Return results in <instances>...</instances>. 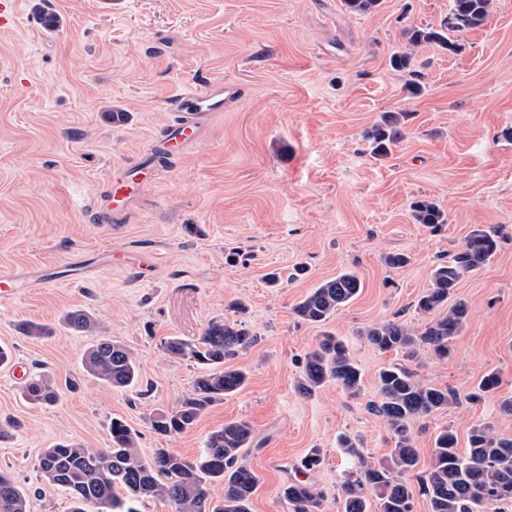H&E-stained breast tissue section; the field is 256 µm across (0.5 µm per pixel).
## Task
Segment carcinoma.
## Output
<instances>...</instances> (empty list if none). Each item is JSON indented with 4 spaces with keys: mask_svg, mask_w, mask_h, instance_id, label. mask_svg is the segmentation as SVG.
<instances>
[{
    "mask_svg": "<svg viewBox=\"0 0 512 512\" xmlns=\"http://www.w3.org/2000/svg\"><path fill=\"white\" fill-rule=\"evenodd\" d=\"M491 0H452L446 17L437 25L414 26L405 31L409 44H436L450 52L461 49L459 33L477 28L490 19ZM398 70L408 71L405 90L408 96L424 92L420 75L411 69L407 53L391 59ZM410 112H386L366 133L370 153L379 158L390 156L404 135ZM415 223L436 229L446 223L444 212L429 199L413 202ZM498 249L492 230L471 231L464 246L431 274V287L417 300L421 316L435 315L424 328L389 320L375 323L363 336L377 350L396 352L415 360L424 352L437 359L448 358L453 338L466 323L468 307L462 301L448 303L452 291L467 272L486 265ZM363 283L352 272L327 280L299 301L292 311L311 324L329 320L338 307L356 298ZM70 329L86 332L94 326L81 310L66 314ZM243 321L235 318L212 322L195 339L171 337L162 343L165 355L192 361L200 366L192 390L174 408L157 414L152 420L155 432L171 437L195 425L203 411L216 401L238 392L247 382L241 369L224 367V361L255 343ZM87 373L112 388L135 387L140 367L133 352L123 343L102 338L83 355ZM339 384L350 397L363 391V375L344 340L323 336L317 347L306 354L296 381L299 394L310 397L328 382ZM500 385L497 374L489 373L479 382L471 398L479 400ZM377 399L368 410L381 418L392 433L394 448L390 459L369 464L342 487V512H370L377 501V512H412L413 489L404 479L418 464V453L410 422L426 418L453 403V395L429 386L416 378L404 364H393L377 375ZM32 404L53 402L57 389L51 382L39 380L27 387ZM469 449L457 451V435L446 428L434 442L433 458L419 490L429 500L431 512H483L489 505H512V439L498 437L492 426L475 424L468 432ZM253 443L252 430L245 421H230L213 431L205 448L194 457L170 448H155L145 457L138 448L137 434L122 419H112L109 447L86 448L60 441L43 451L39 469L46 481L73 495L71 512H137L135 504L144 498H156L171 507V512H251L250 502L258 479L244 460L242 451ZM221 486V497L212 496V488ZM281 497L288 512H321L322 496L310 483L294 479L285 485ZM0 512H27L26 494L10 473L0 469Z\"/></svg>",
    "mask_w": 512,
    "mask_h": 512,
    "instance_id": "cac0c4a2",
    "label": "carcinoma"
}]
</instances>
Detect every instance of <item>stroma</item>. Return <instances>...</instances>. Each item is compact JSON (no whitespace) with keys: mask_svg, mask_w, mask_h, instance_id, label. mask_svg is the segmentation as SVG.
<instances>
[{"mask_svg":"<svg viewBox=\"0 0 512 512\" xmlns=\"http://www.w3.org/2000/svg\"><path fill=\"white\" fill-rule=\"evenodd\" d=\"M451 6L381 0L359 15L343 0H21L17 25L0 29V275L85 267L77 280L22 283L0 301V346L29 369L22 380L0 368V423L13 426L0 442V468L25 491L28 512L71 508L69 493L37 470L44 449L61 440L108 447L115 418L136 431L145 456L172 448L191 457L224 423L248 422L255 445L245 461L258 477L251 512H287L283 485L319 449L308 481L324 497L322 512H340L348 475L393 446L367 404L378 371L402 357L374 349L362 332L389 320L425 326L415 307L432 270L480 227L495 229L498 250L452 294L468 306L466 324L448 359L425 355L411 365L455 400L412 421L419 463L406 480L425 474L443 429L456 431L462 451L475 423L512 438V416L499 409L512 397V0H492L490 20L461 34L460 53L409 49L405 28L439 23ZM47 10L58 29L39 24ZM406 51L425 86L417 98L389 64ZM214 81L245 94L160 160L116 230L97 228L94 198L165 137L172 95ZM400 110L413 114L404 139L389 158H373L365 132ZM420 198L445 213L441 230L414 222L410 205ZM146 252L156 256L147 277L137 267ZM388 253L411 261L388 266ZM272 271L282 276L275 288L265 282ZM345 271L363 283L352 302L322 325L293 314ZM237 299L256 338L230 361L247 372L246 386L192 429L161 438L152 417L188 395L199 371L168 358L163 341L196 338ZM76 309L95 320L91 331L68 328L64 316ZM30 324L43 326V337H30ZM327 333L347 342L361 368V397L333 382L310 397L297 392L306 353ZM104 337L134 352L135 388L84 371V352ZM490 372L499 388L472 400ZM42 377L58 398L30 404L25 385ZM343 435L357 454L341 448Z\"/></svg>","mask_w":512,"mask_h":512,"instance_id":"35a3bbf8","label":"stroma"}]
</instances>
